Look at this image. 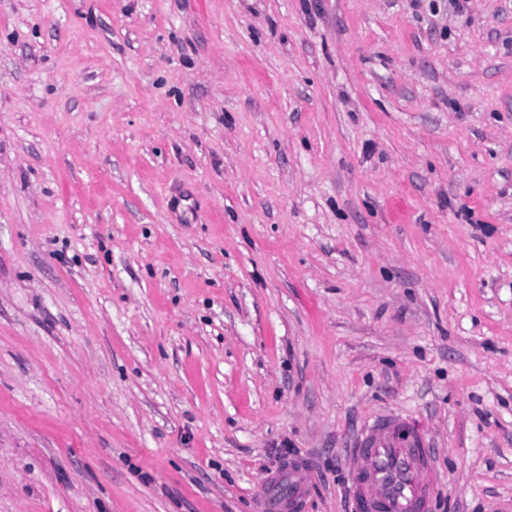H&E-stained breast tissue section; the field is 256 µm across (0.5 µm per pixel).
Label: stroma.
Segmentation results:
<instances>
[{"instance_id":"obj_1","label":"stroma","mask_w":512,"mask_h":512,"mask_svg":"<svg viewBox=\"0 0 512 512\" xmlns=\"http://www.w3.org/2000/svg\"><path fill=\"white\" fill-rule=\"evenodd\" d=\"M512 512V0H0V512ZM351 497L364 512H429L433 455L426 436L399 416L365 425L355 441ZM308 484L302 467L288 468V474L276 480H270L266 487V509L268 512H283L288 509L299 510ZM287 487V491L283 488Z\"/></svg>"}]
</instances>
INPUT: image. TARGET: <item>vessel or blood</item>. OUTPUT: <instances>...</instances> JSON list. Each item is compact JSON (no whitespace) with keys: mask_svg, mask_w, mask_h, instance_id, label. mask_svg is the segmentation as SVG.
<instances>
[{"mask_svg":"<svg viewBox=\"0 0 512 512\" xmlns=\"http://www.w3.org/2000/svg\"><path fill=\"white\" fill-rule=\"evenodd\" d=\"M351 496L365 512H427L433 455L426 436L398 416L365 425L355 441ZM308 484L303 468L269 481L268 512H297Z\"/></svg>","mask_w":512,"mask_h":512,"instance_id":"1","label":"vessel or blood"}]
</instances>
